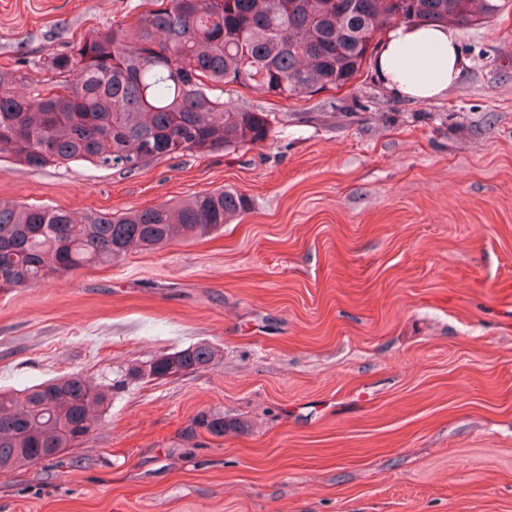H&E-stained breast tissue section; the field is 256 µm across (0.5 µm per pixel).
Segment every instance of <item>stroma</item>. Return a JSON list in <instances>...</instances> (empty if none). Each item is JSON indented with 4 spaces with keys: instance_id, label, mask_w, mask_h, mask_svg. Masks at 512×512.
<instances>
[{
    "instance_id": "1",
    "label": "stroma",
    "mask_w": 512,
    "mask_h": 512,
    "mask_svg": "<svg viewBox=\"0 0 512 512\" xmlns=\"http://www.w3.org/2000/svg\"><path fill=\"white\" fill-rule=\"evenodd\" d=\"M141 0H0L29 84ZM448 93L398 99L373 62L280 99L263 141L120 174L0 155V199L122 213L232 189L209 236L0 291V389L121 376L200 343L204 370L120 390L56 460L0 473V512H512V5L461 30ZM246 421L221 436L200 413Z\"/></svg>"
}]
</instances>
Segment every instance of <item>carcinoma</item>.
<instances>
[{
    "label": "carcinoma",
    "mask_w": 512,
    "mask_h": 512,
    "mask_svg": "<svg viewBox=\"0 0 512 512\" xmlns=\"http://www.w3.org/2000/svg\"><path fill=\"white\" fill-rule=\"evenodd\" d=\"M509 0H149L130 24L92 29L53 52L50 74L27 93L25 75L0 68V152L23 166L88 161L133 172L149 161L208 155L264 140L269 114L224 102L240 85L291 99L354 81L371 40L392 23L467 27L493 18ZM224 189L177 210L161 204L123 214H78L0 201V289L39 283L54 272L121 261L146 249L212 234L247 210ZM201 343L135 364L130 382L208 367ZM115 384L71 373L0 392V472L50 461L90 435L94 413L112 404ZM214 436L241 422L203 416Z\"/></svg>",
    "instance_id": "carcinoma-1"
}]
</instances>
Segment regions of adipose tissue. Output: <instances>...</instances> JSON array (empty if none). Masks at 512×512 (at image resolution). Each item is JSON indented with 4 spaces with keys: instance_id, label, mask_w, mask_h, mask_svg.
Returning <instances> with one entry per match:
<instances>
[{
    "instance_id": "ef3b65f1",
    "label": "adipose tissue",
    "mask_w": 512,
    "mask_h": 512,
    "mask_svg": "<svg viewBox=\"0 0 512 512\" xmlns=\"http://www.w3.org/2000/svg\"><path fill=\"white\" fill-rule=\"evenodd\" d=\"M464 62L459 34L440 23L397 24L374 60L379 81L397 96L429 101L444 96Z\"/></svg>"
}]
</instances>
